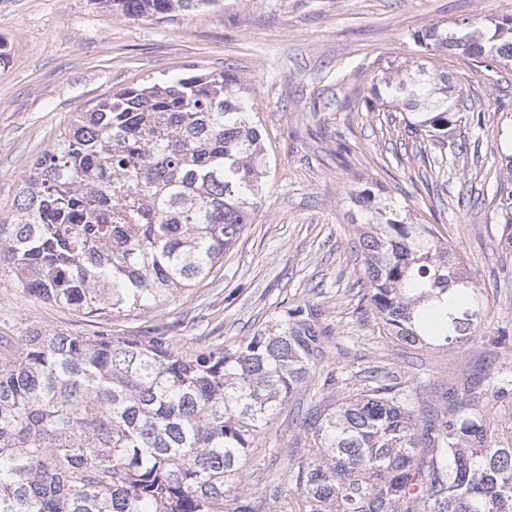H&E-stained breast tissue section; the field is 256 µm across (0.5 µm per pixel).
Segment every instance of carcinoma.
Instances as JSON below:
<instances>
[{
    "mask_svg": "<svg viewBox=\"0 0 512 512\" xmlns=\"http://www.w3.org/2000/svg\"><path fill=\"white\" fill-rule=\"evenodd\" d=\"M163 20L216 0H94ZM424 52L512 62V16L466 41L443 25ZM448 73L409 67L373 86L411 127L448 137L463 115ZM247 89L223 68L129 87L75 116L0 216V264L17 285L87 316L163 301L211 273L250 223L266 161ZM493 200L512 247V154ZM368 299L415 349L474 346L492 308L456 250L378 185L350 190ZM321 336L294 310L224 349L180 354L163 336L32 329L0 359V512H512V426L493 401L512 360L420 407L388 374L300 423L293 498L238 493L248 449L310 376Z\"/></svg>",
    "mask_w": 512,
    "mask_h": 512,
    "instance_id": "obj_1",
    "label": "carcinoma"
}]
</instances>
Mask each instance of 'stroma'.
<instances>
[{
	"label": "stroma",
	"instance_id": "stroma-1",
	"mask_svg": "<svg viewBox=\"0 0 512 512\" xmlns=\"http://www.w3.org/2000/svg\"><path fill=\"white\" fill-rule=\"evenodd\" d=\"M512 15V0H218L199 13L134 21L93 0H0V213L76 113L105 95L198 69L228 68L256 104L270 170L263 197L211 274L167 301L107 326L119 336L167 333L190 354L238 343L284 311L314 308L330 340L306 383L251 448L242 493L288 481L289 448L307 447L293 416L335 407L378 368L416 403L484 365L473 348L401 346L362 300V255L349 191L373 183L456 248L489 295L494 326L512 332V250L499 244L491 169L512 152V66L422 56L414 31ZM425 58L464 103L448 137L415 135L409 114L369 108L377 72ZM98 318L53 306L0 268V338L17 351L34 327L85 335Z\"/></svg>",
	"mask_w": 512,
	"mask_h": 512
}]
</instances>
